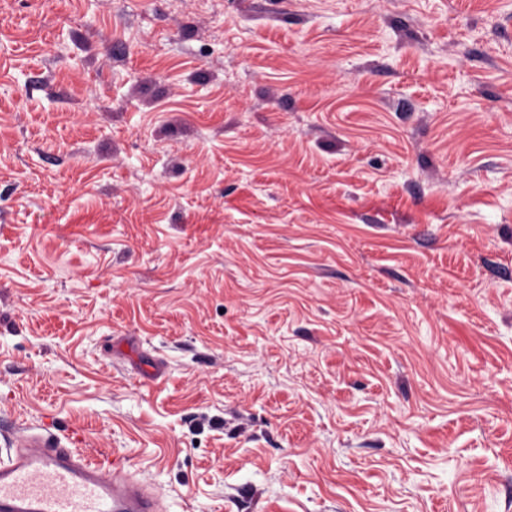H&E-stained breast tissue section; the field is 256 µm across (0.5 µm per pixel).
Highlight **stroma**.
Masks as SVG:
<instances>
[{
	"label": "stroma",
	"instance_id": "stroma-1",
	"mask_svg": "<svg viewBox=\"0 0 512 512\" xmlns=\"http://www.w3.org/2000/svg\"><path fill=\"white\" fill-rule=\"evenodd\" d=\"M167 512H512V0H0V448Z\"/></svg>",
	"mask_w": 512,
	"mask_h": 512
}]
</instances>
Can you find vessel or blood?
<instances>
[{"label":"vessel or blood","instance_id":"vessel-or-blood-1","mask_svg":"<svg viewBox=\"0 0 512 512\" xmlns=\"http://www.w3.org/2000/svg\"><path fill=\"white\" fill-rule=\"evenodd\" d=\"M75 436L28 434L0 455V512H162L158 496Z\"/></svg>","mask_w":512,"mask_h":512}]
</instances>
